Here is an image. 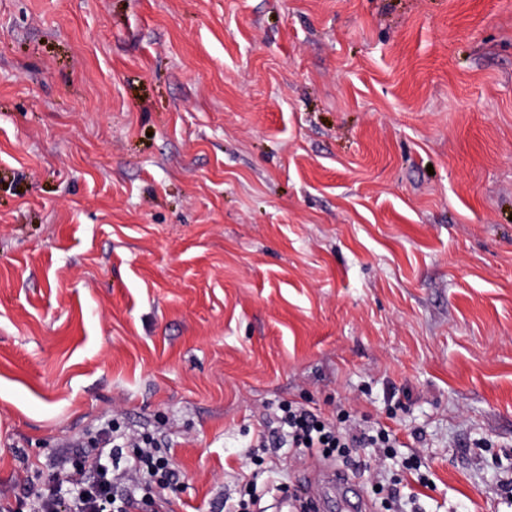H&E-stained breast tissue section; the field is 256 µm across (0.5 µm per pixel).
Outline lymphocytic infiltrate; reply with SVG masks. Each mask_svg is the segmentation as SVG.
Listing matches in <instances>:
<instances>
[{
    "instance_id": "lymphocytic-infiltrate-1",
    "label": "lymphocytic infiltrate",
    "mask_w": 512,
    "mask_h": 512,
    "mask_svg": "<svg viewBox=\"0 0 512 512\" xmlns=\"http://www.w3.org/2000/svg\"><path fill=\"white\" fill-rule=\"evenodd\" d=\"M277 422L297 455H315L351 466L350 451L371 448L377 458H391L396 438L384 428L322 421L295 403L282 405ZM63 481L49 480L22 498L0 496V512H163V491L174 471L164 440L126 434L116 421L101 425L87 439L76 440Z\"/></svg>"
}]
</instances>
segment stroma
Listing matches in <instances>:
<instances>
[{"mask_svg":"<svg viewBox=\"0 0 512 512\" xmlns=\"http://www.w3.org/2000/svg\"><path fill=\"white\" fill-rule=\"evenodd\" d=\"M288 401L512 512V0H0V492L114 416L286 512Z\"/></svg>","mask_w":512,"mask_h":512,"instance_id":"stroma-1","label":"stroma"}]
</instances>
